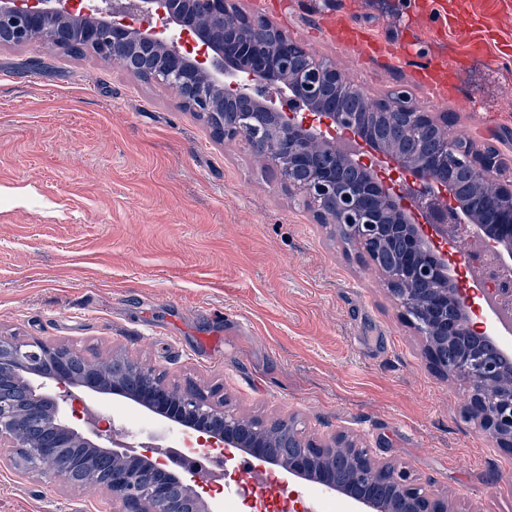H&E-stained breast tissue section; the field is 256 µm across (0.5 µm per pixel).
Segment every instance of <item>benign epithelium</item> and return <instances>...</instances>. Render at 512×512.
<instances>
[{
    "mask_svg": "<svg viewBox=\"0 0 512 512\" xmlns=\"http://www.w3.org/2000/svg\"><path fill=\"white\" fill-rule=\"evenodd\" d=\"M154 19L105 21L72 0H0V46L82 43L135 78L171 89L190 111L217 120L226 139L241 138L302 195L320 224H334L361 245L384 277L405 320L425 340V356L470 390V419L493 444L512 451V339L498 319H473L476 296L452 276L460 244L439 246L450 217L512 249V180L498 150L454 136L448 113L420 110L401 86L371 100L342 70L312 55L239 0H140ZM274 85L280 99L266 95ZM467 167L480 200L469 208L453 185ZM61 343L0 336V446L22 474L104 489L112 512H215L213 487L188 455L237 448L280 465L300 481L347 498L354 512H450L448 498L405 465L339 431L316 441L293 417L245 424L197 389L169 390L155 370L111 361L108 382ZM116 395L166 418L186 453L153 457L112 440L108 419L75 390Z\"/></svg>",
    "mask_w": 512,
    "mask_h": 512,
    "instance_id": "1",
    "label": "benign epithelium"
}]
</instances>
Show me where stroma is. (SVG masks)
<instances>
[{
    "label": "stroma",
    "mask_w": 512,
    "mask_h": 512,
    "mask_svg": "<svg viewBox=\"0 0 512 512\" xmlns=\"http://www.w3.org/2000/svg\"><path fill=\"white\" fill-rule=\"evenodd\" d=\"M240 0L371 98L404 86L455 136L512 168V61L463 54L447 14L471 0ZM349 14L392 48L330 39ZM447 63L444 90L404 61ZM0 336L115 353L239 415L295 417L307 436L360 435L448 495L454 512H512V452L466 418L462 381L434 373L376 267L241 140H221L169 89L91 52L0 47ZM125 440L171 447L162 419L118 396ZM0 512H112L111 496L0 462Z\"/></svg>",
    "instance_id": "1"
}]
</instances>
